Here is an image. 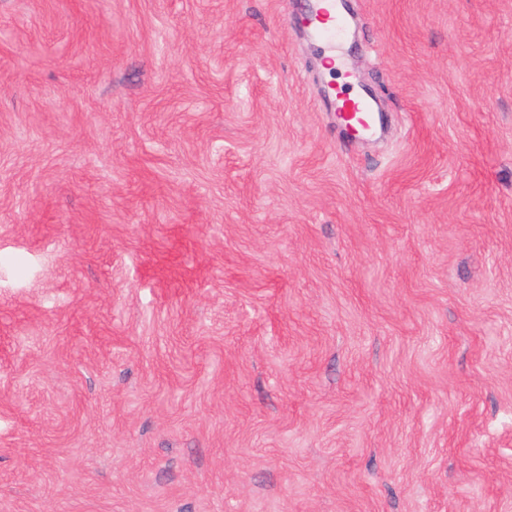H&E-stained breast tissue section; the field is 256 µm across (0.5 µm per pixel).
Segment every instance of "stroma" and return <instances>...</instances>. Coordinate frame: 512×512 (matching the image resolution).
<instances>
[{"mask_svg":"<svg viewBox=\"0 0 512 512\" xmlns=\"http://www.w3.org/2000/svg\"><path fill=\"white\" fill-rule=\"evenodd\" d=\"M0 0V512H512V0ZM316 21L314 24L318 30L319 39L329 45L336 40V35L343 27L341 16V3L339 0H317L315 4ZM339 98V110L344 112V117L348 121L368 122L369 129L371 128L373 118L371 112H369V107L362 98L353 95L339 96Z\"/></svg>","mask_w":512,"mask_h":512,"instance_id":"obj_1","label":"stroma"}]
</instances>
